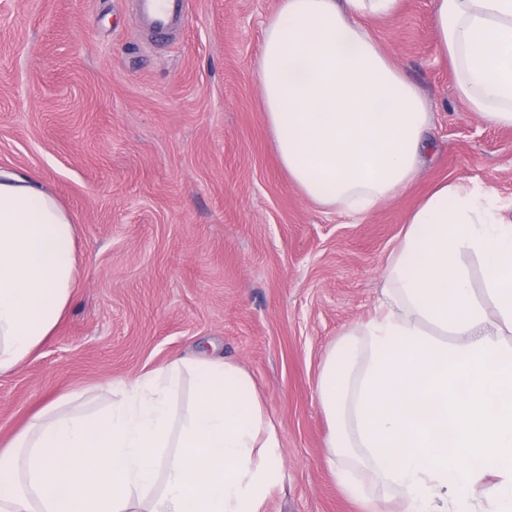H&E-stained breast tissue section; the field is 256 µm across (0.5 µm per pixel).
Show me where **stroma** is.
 Masks as SVG:
<instances>
[{
  "mask_svg": "<svg viewBox=\"0 0 512 512\" xmlns=\"http://www.w3.org/2000/svg\"><path fill=\"white\" fill-rule=\"evenodd\" d=\"M278 0H189L170 41L130 0H0V169L77 224L78 286L56 333L0 376V442L48 402L92 413L129 381L201 353L238 363L280 426L268 512H393L338 485L317 400L330 349L372 317L405 222L439 183L512 201V128L458 95L432 0L366 26L436 115L432 153L365 216L317 205L282 168L254 68Z\"/></svg>",
  "mask_w": 512,
  "mask_h": 512,
  "instance_id": "35a3bbf8",
  "label": "stroma"
}]
</instances>
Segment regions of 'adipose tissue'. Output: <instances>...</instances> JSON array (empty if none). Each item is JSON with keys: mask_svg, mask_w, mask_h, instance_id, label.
I'll return each instance as SVG.
<instances>
[{"mask_svg": "<svg viewBox=\"0 0 512 512\" xmlns=\"http://www.w3.org/2000/svg\"><path fill=\"white\" fill-rule=\"evenodd\" d=\"M440 57L469 111L512 127V0H432ZM401 0H279L255 69L282 167L316 203L365 215L406 189L434 115L362 21ZM75 225L55 197L0 171V375L58 328L77 286ZM481 264L473 287L468 258ZM195 402L174 418L183 376ZM329 446L384 482L399 512H512V201L445 182L409 216L377 314L321 366ZM39 411L0 445V512H265L279 425L251 375L177 359L120 383L108 409Z\"/></svg>", "mask_w": 512, "mask_h": 512, "instance_id": "1", "label": "adipose tissue"}]
</instances>
